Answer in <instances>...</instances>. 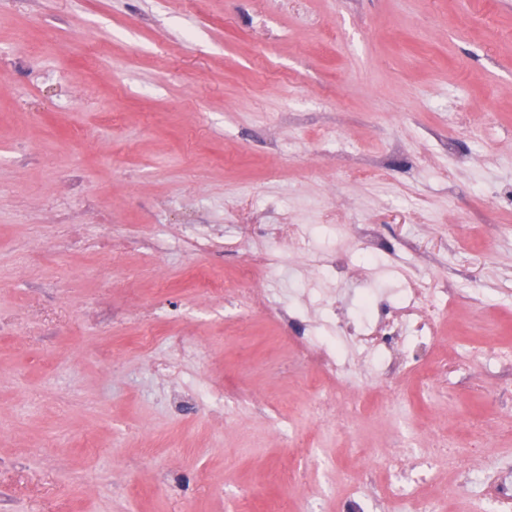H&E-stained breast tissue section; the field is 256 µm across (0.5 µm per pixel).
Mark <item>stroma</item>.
Instances as JSON below:
<instances>
[{
    "instance_id": "35a3bbf8",
    "label": "stroma",
    "mask_w": 512,
    "mask_h": 512,
    "mask_svg": "<svg viewBox=\"0 0 512 512\" xmlns=\"http://www.w3.org/2000/svg\"><path fill=\"white\" fill-rule=\"evenodd\" d=\"M376 159L385 180L361 174ZM287 217L310 234L270 244L281 301L320 288L362 313L411 241L418 272L457 274L440 329L468 368L425 397L393 381L351 441L315 426L299 327L201 284L246 261L238 225ZM360 224L386 253L365 258ZM335 251L367 276L309 270ZM500 350L512 0H0V512H347L344 470L402 420L463 443L485 417L512 473ZM228 389L262 411L226 413Z\"/></svg>"
}]
</instances>
